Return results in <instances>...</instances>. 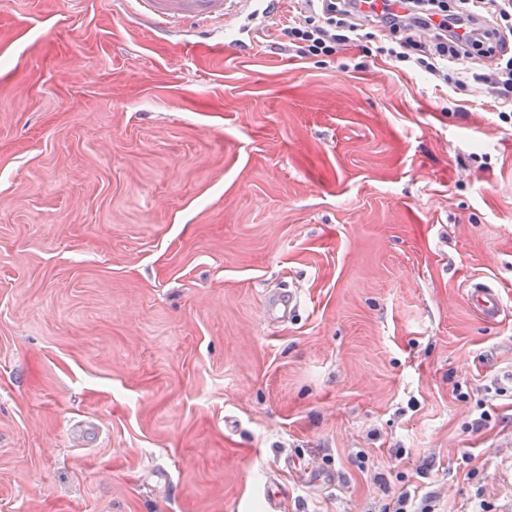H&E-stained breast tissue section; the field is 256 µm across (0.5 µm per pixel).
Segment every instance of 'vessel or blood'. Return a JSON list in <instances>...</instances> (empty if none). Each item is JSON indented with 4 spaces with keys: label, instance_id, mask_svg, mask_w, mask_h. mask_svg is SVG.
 <instances>
[{
    "label": "vessel or blood",
    "instance_id": "vessel-or-blood-1",
    "mask_svg": "<svg viewBox=\"0 0 512 512\" xmlns=\"http://www.w3.org/2000/svg\"><path fill=\"white\" fill-rule=\"evenodd\" d=\"M141 25L156 34L171 35L182 23H218L233 36L236 48L246 45L245 35L253 21L269 27L276 16L279 0H135ZM468 299L484 319L496 320L502 313L499 287L490 281H477L468 290Z\"/></svg>",
    "mask_w": 512,
    "mask_h": 512
}]
</instances>
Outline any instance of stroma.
I'll list each match as a JSON object with an SVG mask.
<instances>
[{"label":"stroma","instance_id":"1","mask_svg":"<svg viewBox=\"0 0 512 512\" xmlns=\"http://www.w3.org/2000/svg\"><path fill=\"white\" fill-rule=\"evenodd\" d=\"M134 11L0 0V512H512L495 96ZM468 299L473 307L489 321L496 320L502 313L499 287L490 281H477L468 288Z\"/></svg>","mask_w":512,"mask_h":512}]
</instances>
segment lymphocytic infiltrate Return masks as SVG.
I'll use <instances>...</instances> for the list:
<instances>
[{
  "mask_svg": "<svg viewBox=\"0 0 512 512\" xmlns=\"http://www.w3.org/2000/svg\"><path fill=\"white\" fill-rule=\"evenodd\" d=\"M305 13L302 24L285 28L288 49L297 57H329L357 43L366 28L393 34L394 46L386 53L438 80L456 73L458 86L467 80L488 87L501 100L500 121L512 120V54L500 51L493 64L469 74L470 49L487 41L488 32L476 28L477 18H492L512 33V0H383L381 12L363 11L361 0H296ZM433 33L430 45H422L416 34Z\"/></svg>",
  "mask_w": 512,
  "mask_h": 512,
  "instance_id": "obj_1",
  "label": "lymphocytic infiltrate"
}]
</instances>
